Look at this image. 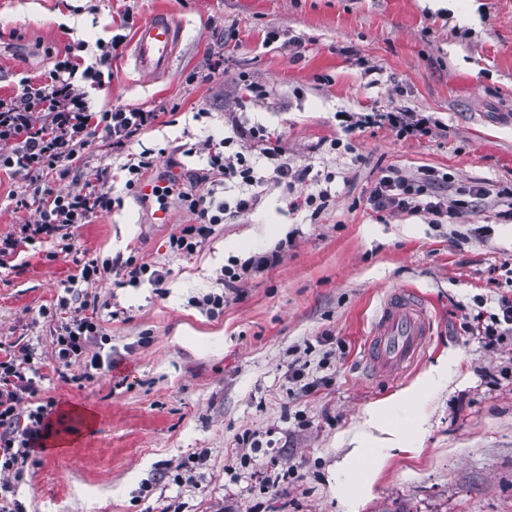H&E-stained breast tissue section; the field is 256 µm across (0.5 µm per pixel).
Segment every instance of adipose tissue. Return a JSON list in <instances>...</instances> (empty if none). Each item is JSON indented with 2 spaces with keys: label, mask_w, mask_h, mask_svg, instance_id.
<instances>
[{
  "label": "adipose tissue",
  "mask_w": 512,
  "mask_h": 512,
  "mask_svg": "<svg viewBox=\"0 0 512 512\" xmlns=\"http://www.w3.org/2000/svg\"><path fill=\"white\" fill-rule=\"evenodd\" d=\"M452 361L453 357L449 354L439 357L414 384L364 411L357 430L349 440L351 448L340 462L343 469L354 475L358 497L370 494L373 475L383 464L376 454L377 449L412 450L415 437L425 427L426 419L420 413L413 415L408 426H400L394 419L396 409L418 402L430 388L447 384L448 368Z\"/></svg>",
  "instance_id": "obj_1"
}]
</instances>
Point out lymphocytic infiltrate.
Instances as JSON below:
<instances>
[{
  "label": "lymphocytic infiltrate",
  "mask_w": 512,
  "mask_h": 512,
  "mask_svg": "<svg viewBox=\"0 0 512 512\" xmlns=\"http://www.w3.org/2000/svg\"><path fill=\"white\" fill-rule=\"evenodd\" d=\"M110 54L109 46H101L99 57L88 64L82 56L65 51L40 82L25 81L20 94L0 96V171L21 178L16 205L35 211L34 220L21 222L13 233L0 237V268L38 243H53L60 254L76 253L73 226L88 223L93 214L110 210L114 203L109 173L100 171L96 185L66 192L59 190V182L71 176L74 162L96 134H103L113 148L121 149L158 119V112L141 108L118 106L104 112L90 108L81 83H100L101 68ZM338 118L348 132L385 127L404 139L431 135L439 126L432 117L397 110L342 112ZM242 137L261 146V157L272 161L276 179L294 191L295 196L288 203L290 211H306L316 217L325 210L331 197L328 185L333 181L332 175L321 178L313 175L311 166L294 167L282 161L274 148L281 135L274 128L256 124ZM233 143L230 137L206 140L202 150L207 165L193 172L189 182L169 179L153 184L151 194L159 205H167L169 199L175 198L196 217L195 223L184 225L179 234L171 237L173 251L193 254L214 226L252 210V195L244 193L229 201L218 198L214 191L200 194L192 190L196 183L249 187L262 182L258 159L250 150H233ZM436 185L431 173L409 180L389 169L377 180L369 204L378 212H417L437 220L459 218L460 208L449 204ZM120 265L133 282L146 277L158 284L165 277L152 264L133 258L81 263L73 285L66 287L51 315L56 323L53 358L58 367H69L84 357L90 367H98L99 358L92 355L91 348L103 327L97 316L98 298L91 289ZM78 282L83 285L79 291L74 288ZM38 376L34 351L28 345L15 344L13 350L0 356V493L11 491L14 482L22 479L35 448L41 447L50 427L46 406L27 411L20 408L25 396L36 393Z\"/></svg>",
  "instance_id": "lymphocytic-infiltrate-1"
}]
</instances>
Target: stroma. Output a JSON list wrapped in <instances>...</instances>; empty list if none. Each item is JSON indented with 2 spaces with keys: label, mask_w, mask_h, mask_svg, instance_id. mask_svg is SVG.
Segmentation results:
<instances>
[{
  "label": "stroma",
  "mask_w": 512,
  "mask_h": 512,
  "mask_svg": "<svg viewBox=\"0 0 512 512\" xmlns=\"http://www.w3.org/2000/svg\"><path fill=\"white\" fill-rule=\"evenodd\" d=\"M166 11L181 37L165 73L143 75L133 42ZM119 40L103 85L86 84L94 111L155 110L126 148L95 137L82 181L114 174L120 206L74 227L84 260L115 256L165 271L162 284L99 282L102 367L57 371L55 310L76 272L50 244L0 268V349L32 344L43 377L23 407L47 405L51 427L8 493L22 512H512V334L486 343L500 297L512 299V0H0V96L39 80L65 47ZM268 92L239 107L237 77ZM401 109L440 123L428 137L387 128L343 133L339 111ZM261 122L281 133L294 166L332 172L316 220L289 213L275 177L254 209L216 226L189 257L169 244L194 215L124 187L129 155L154 153L143 175L187 178L206 156L183 148ZM342 148H333L335 139ZM431 171L444 192L484 187L454 223L375 212L367 198L386 168ZM280 250L271 269L225 287L230 258ZM393 288L413 291L435 318L422 358L394 380L372 376L363 347ZM223 310L197 307L206 293ZM454 353L445 387L423 394L418 453L386 450L362 505L338 463L371 404ZM307 367L311 388L291 376Z\"/></svg>",
  "instance_id": "obj_1"
}]
</instances>
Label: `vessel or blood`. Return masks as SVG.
<instances>
[{
    "label": "vessel or blood",
    "instance_id": "vessel-or-blood-1",
    "mask_svg": "<svg viewBox=\"0 0 512 512\" xmlns=\"http://www.w3.org/2000/svg\"><path fill=\"white\" fill-rule=\"evenodd\" d=\"M180 32V25L168 14L146 21L135 39L137 69L144 73L167 69ZM433 325L424 301L406 290L392 291L374 319L365 348L366 362L377 376L398 375L421 356Z\"/></svg>",
    "mask_w": 512,
    "mask_h": 512
}]
</instances>
